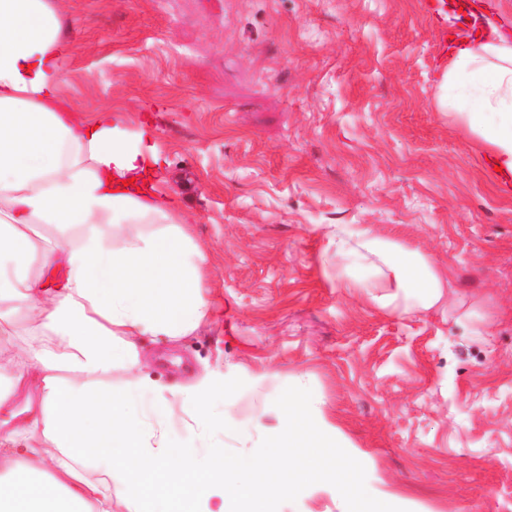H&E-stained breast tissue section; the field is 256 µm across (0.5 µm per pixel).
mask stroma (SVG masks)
Listing matches in <instances>:
<instances>
[{"label":"stroma","instance_id":"1","mask_svg":"<svg viewBox=\"0 0 512 512\" xmlns=\"http://www.w3.org/2000/svg\"><path fill=\"white\" fill-rule=\"evenodd\" d=\"M425 0H64L63 95L143 115L196 216L214 316L147 338L167 386L218 371L215 415L267 434L305 375L366 495L393 512H512V183L438 111ZM331 224L420 249L457 288L401 315L366 289ZM275 512H339L335 486L273 495Z\"/></svg>","mask_w":512,"mask_h":512}]
</instances>
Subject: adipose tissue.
Returning a JSON list of instances; mask_svg holds the SVG:
<instances>
[{
  "instance_id": "adipose-tissue-1",
  "label": "adipose tissue",
  "mask_w": 512,
  "mask_h": 512,
  "mask_svg": "<svg viewBox=\"0 0 512 512\" xmlns=\"http://www.w3.org/2000/svg\"><path fill=\"white\" fill-rule=\"evenodd\" d=\"M445 10L454 36L437 104L512 179V38L474 0ZM72 52L58 0H0V321L29 322L0 358V409L26 395L0 420V512H112L116 496L127 512H175L179 500L188 512H273L271 492L314 482L377 512L304 376L264 436L213 415L230 399L222 373L179 389L145 373L141 337L176 342L211 315L202 249L192 213L164 189L170 162L151 123L133 133L118 112L83 116L64 98ZM336 232L382 263L375 304L441 298L420 251L368 224ZM231 440L262 451L242 480Z\"/></svg>"
}]
</instances>
